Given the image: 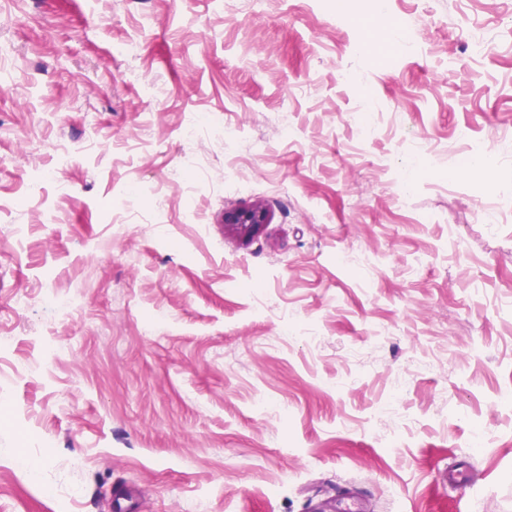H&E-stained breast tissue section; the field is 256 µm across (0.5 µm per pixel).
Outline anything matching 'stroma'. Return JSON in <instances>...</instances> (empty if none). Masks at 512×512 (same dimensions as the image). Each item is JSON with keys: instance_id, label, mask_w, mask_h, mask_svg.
Wrapping results in <instances>:
<instances>
[{"instance_id": "obj_1", "label": "stroma", "mask_w": 512, "mask_h": 512, "mask_svg": "<svg viewBox=\"0 0 512 512\" xmlns=\"http://www.w3.org/2000/svg\"><path fill=\"white\" fill-rule=\"evenodd\" d=\"M0 50V512H512V0H5ZM225 224H233L246 236H249L269 223V214L260 204H253L247 208L229 211L224 215Z\"/></svg>"}]
</instances>
